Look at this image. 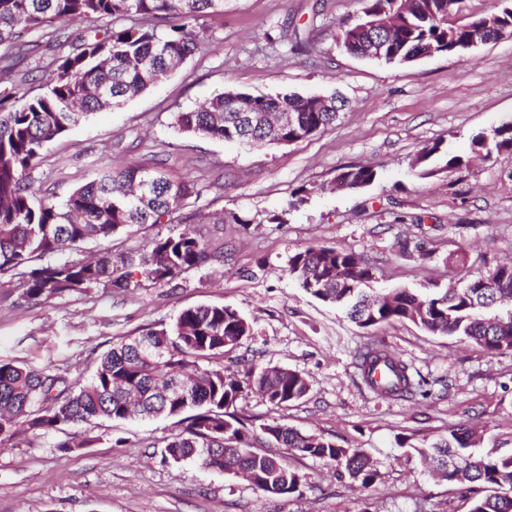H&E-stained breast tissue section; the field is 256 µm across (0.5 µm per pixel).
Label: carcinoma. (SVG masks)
I'll list each match as a JSON object with an SVG mask.
<instances>
[{
	"instance_id": "obj_1",
	"label": "carcinoma",
	"mask_w": 512,
	"mask_h": 512,
	"mask_svg": "<svg viewBox=\"0 0 512 512\" xmlns=\"http://www.w3.org/2000/svg\"><path fill=\"white\" fill-rule=\"evenodd\" d=\"M363 17L340 27L336 40L358 54L363 40H385L383 61L393 63L423 51L451 53L467 48L469 31L448 24L457 0H364ZM477 18L475 25H512V0ZM224 12V0H0V46L23 50L25 33L56 25L50 39L69 40L74 19L117 22L138 16L130 26L94 29L61 56L42 91L29 95L19 86L0 90V275L21 270L24 297L48 300L91 288H129L138 275L168 284L183 271L220 254L208 241L180 234L155 239L137 259L118 267L112 253L93 259L51 260L89 239L105 240L139 224H167L181 204L197 193L189 181H174L157 168L127 165L100 168L81 187L56 203L37 196L28 180L47 143L65 135L89 114L123 105L165 78L172 67L202 52L198 18ZM296 111L292 127L272 116ZM338 113L323 112L296 94L227 92L175 115L182 133L236 141L249 146L292 144L333 126ZM490 157L512 152V120L473 138ZM420 176L453 173L462 162L445 158L442 142L424 147ZM373 169L349 166L337 179L350 188L375 180ZM288 274L324 302L345 309L362 328L409 321L427 332L470 341L490 355L512 352V263L478 275L460 289L443 294L394 290L387 299L352 288L351 276L375 277L374 269L351 251L308 247L288 258ZM247 319L230 305L182 310L168 327H148L122 340L98 361L91 377L70 380L12 361L0 362V446L24 433L34 436L96 419L181 417V431L165 445L175 463L193 461L205 469L243 473L256 489L275 496L301 493L305 477L290 469L285 456L252 451L249 430L227 412L246 390L269 404L286 407L309 391L307 379L283 367L226 374L221 361L250 335ZM211 366L202 369L198 360ZM363 382L379 396L405 399L420 392L425 380L383 345L370 344L354 355ZM381 368V379L373 378ZM279 448L344 467L363 486L376 473L367 455L317 435L281 424L263 427ZM420 455L448 482L473 494L469 512H512V450L492 456L477 451L467 428L453 429Z\"/></svg>"
}]
</instances>
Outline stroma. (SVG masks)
I'll return each instance as SVG.
<instances>
[{
    "mask_svg": "<svg viewBox=\"0 0 512 512\" xmlns=\"http://www.w3.org/2000/svg\"><path fill=\"white\" fill-rule=\"evenodd\" d=\"M362 7V0H224L223 14L196 24L200 56L49 143L31 183L58 201L108 163L155 166L198 189L180 219L85 242L74 258L106 249L117 260L186 231L210 239L223 257L168 285L40 301L23 298L19 277L1 276L0 361L84 380L122 338L170 325L189 307L229 305L252 331L225 354V372L284 366L310 386L281 408L250 390L239 397L233 411L254 434L256 452L269 449L263 426L285 424L362 450L375 481L364 487L338 478L334 465L295 455L288 463L306 477L301 494L273 497L242 477L165 459L177 419L106 420L71 454L58 450L60 432L0 447V512H468L459 488L430 473L417 451L462 424L479 430L485 446L512 442V353L489 355L410 322L358 327L300 287L288 258L316 245L354 251L385 291L458 288L512 261V153L486 158L471 145L474 134L512 119V38L385 63L336 42L338 27ZM67 31L70 41L50 48L41 33H26L20 56L1 47L13 63L0 70V88L19 83L39 93L55 58L86 26L73 22ZM228 91L336 94L348 104L334 126L290 145L249 148L177 130L176 113ZM436 141L463 166L420 177L413 162ZM351 165L373 167L375 180L337 186ZM219 213L225 220L217 224ZM375 339L420 372L426 395L387 399L364 384L353 355Z\"/></svg>",
    "mask_w": 512,
    "mask_h": 512,
    "instance_id": "35a3bbf8",
    "label": "stroma"
}]
</instances>
